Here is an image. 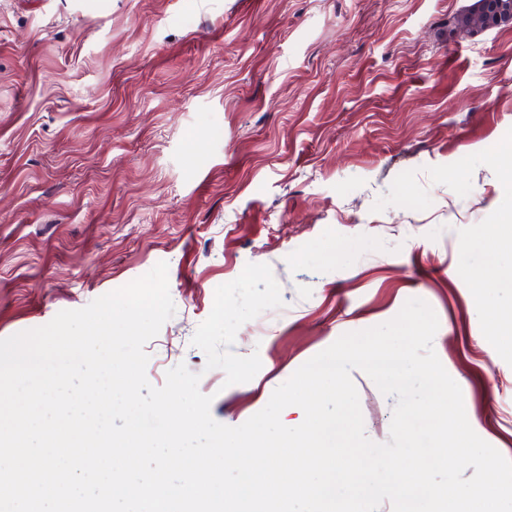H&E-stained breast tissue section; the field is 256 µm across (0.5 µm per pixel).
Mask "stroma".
<instances>
[{"label":"stroma","instance_id":"obj_1","mask_svg":"<svg viewBox=\"0 0 512 512\" xmlns=\"http://www.w3.org/2000/svg\"><path fill=\"white\" fill-rule=\"evenodd\" d=\"M472 0H0V339L168 265L146 343L236 427L342 334L425 300L470 425L512 458V28ZM464 265L469 280L449 269ZM489 289L486 307L467 288ZM366 436L396 397L355 370ZM506 25L512 26V0H475L469 18L457 26L475 34Z\"/></svg>","mask_w":512,"mask_h":512}]
</instances>
